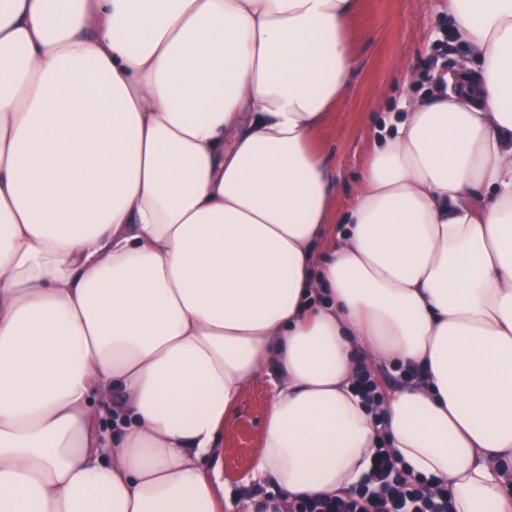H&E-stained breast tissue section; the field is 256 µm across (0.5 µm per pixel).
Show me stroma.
I'll use <instances>...</instances> for the list:
<instances>
[{"label": "stroma", "instance_id": "35a3bbf8", "mask_svg": "<svg viewBox=\"0 0 512 512\" xmlns=\"http://www.w3.org/2000/svg\"><path fill=\"white\" fill-rule=\"evenodd\" d=\"M447 25L443 0H359L351 44L356 59L353 89L316 136L342 175L336 212H343L358 190L375 125L385 113L398 109L405 93L402 70L412 69L422 89L433 87L439 73L455 79L469 74L466 49L442 39ZM272 395L268 379L256 381L224 423V485L234 512H247L250 499L272 491L270 483L251 478Z\"/></svg>", "mask_w": 512, "mask_h": 512}]
</instances>
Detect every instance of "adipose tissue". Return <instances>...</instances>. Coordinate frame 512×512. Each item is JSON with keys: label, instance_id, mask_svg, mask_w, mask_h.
Returning <instances> with one entry per match:
<instances>
[{"label": "adipose tissue", "instance_id": "adipose-tissue-1", "mask_svg": "<svg viewBox=\"0 0 512 512\" xmlns=\"http://www.w3.org/2000/svg\"><path fill=\"white\" fill-rule=\"evenodd\" d=\"M358 0H0V512L342 495L380 446L512 512V0H446L476 77L383 119L359 190L315 136ZM411 371L371 412L359 367ZM273 396L268 378L252 384L241 396L224 422V486L236 508L246 512L247 502L254 497L275 493L271 484L251 479L260 451V435L264 426L266 407Z\"/></svg>", "mask_w": 512, "mask_h": 512}]
</instances>
